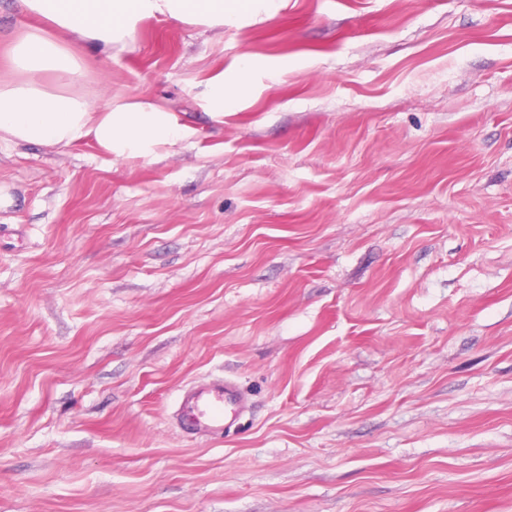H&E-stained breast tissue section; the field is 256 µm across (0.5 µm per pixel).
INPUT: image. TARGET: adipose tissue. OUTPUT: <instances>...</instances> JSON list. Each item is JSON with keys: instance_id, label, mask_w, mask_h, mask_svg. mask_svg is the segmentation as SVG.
<instances>
[{"instance_id": "obj_1", "label": "adipose tissue", "mask_w": 512, "mask_h": 512, "mask_svg": "<svg viewBox=\"0 0 512 512\" xmlns=\"http://www.w3.org/2000/svg\"><path fill=\"white\" fill-rule=\"evenodd\" d=\"M281 0H14L16 12L34 23L9 50L14 80H0V141L45 148L94 142L110 155L144 158L159 146L190 136L154 103L95 108L74 93L88 73L102 69L115 45L128 42L141 20L162 16L208 27L223 25L238 12L273 13ZM254 61L243 57L231 80L216 76L209 87L211 116L223 120L250 91Z\"/></svg>"}]
</instances>
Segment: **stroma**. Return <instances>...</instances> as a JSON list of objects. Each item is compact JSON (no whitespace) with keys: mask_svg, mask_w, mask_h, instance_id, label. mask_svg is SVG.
<instances>
[{"mask_svg":"<svg viewBox=\"0 0 512 512\" xmlns=\"http://www.w3.org/2000/svg\"><path fill=\"white\" fill-rule=\"evenodd\" d=\"M74 90L193 133L0 142V512H512V0L147 18ZM253 67V59L244 56L232 75L230 90L227 92H225L224 75L220 74L211 81L208 99L212 112L208 113L213 119L223 121L224 111L233 108L240 98L249 93ZM244 408L238 386L224 378L186 389L180 398L177 420L190 432L222 437L236 425Z\"/></svg>","mask_w":512,"mask_h":512,"instance_id":"1","label":"stroma"}]
</instances>
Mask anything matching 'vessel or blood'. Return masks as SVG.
I'll list each match as a JSON object with an SVG mask.
<instances>
[{
    "label": "vessel or blood",
    "mask_w": 512,
    "mask_h": 512,
    "mask_svg": "<svg viewBox=\"0 0 512 512\" xmlns=\"http://www.w3.org/2000/svg\"><path fill=\"white\" fill-rule=\"evenodd\" d=\"M244 408L238 386L226 378L186 389L180 398L177 420L190 432L220 437L236 425Z\"/></svg>",
    "instance_id": "obj_1"
}]
</instances>
